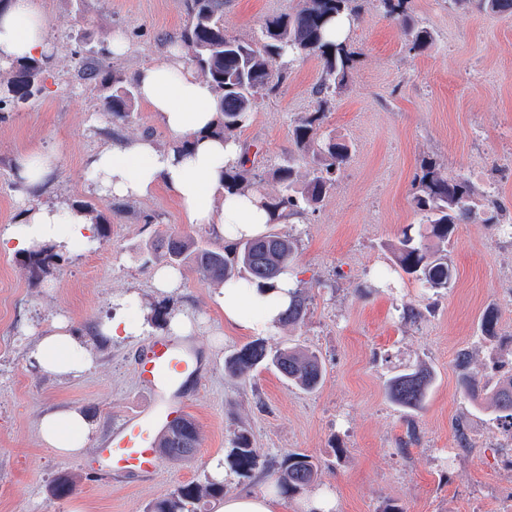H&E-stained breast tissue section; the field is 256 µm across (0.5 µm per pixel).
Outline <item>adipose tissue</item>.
<instances>
[{"label": "adipose tissue", "mask_w": 512, "mask_h": 512, "mask_svg": "<svg viewBox=\"0 0 512 512\" xmlns=\"http://www.w3.org/2000/svg\"><path fill=\"white\" fill-rule=\"evenodd\" d=\"M49 47L48 22L36 0H8L0 8L1 66L40 57ZM134 81L139 99L170 140L161 146L146 137L113 139L88 164V184L115 200L145 197L161 188L179 203L184 223L206 225L224 241L262 235L273 216L258 194L224 190V173L238 161L242 148L211 135L218 117L211 84L176 53L142 67ZM57 163L53 152L28 150L17 159L16 180L28 193L41 194ZM93 235L90 217L75 208L39 205L25 210L0 235V251L16 253L50 244L76 253ZM295 284L290 273L271 286L231 280L217 290L214 303L226 323L263 335L278 324ZM116 303L119 311L100 325V335L111 340L139 335L144 316L138 296L129 293ZM33 358L44 372L62 379L81 376L93 363L87 342L62 321L40 332ZM40 433L46 445L68 455L85 448L91 426L78 409H51L40 419Z\"/></svg>", "instance_id": "adipose-tissue-1"}]
</instances>
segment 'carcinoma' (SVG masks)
I'll return each instance as SVG.
<instances>
[{
	"instance_id": "cac0c4a2",
	"label": "carcinoma",
	"mask_w": 512,
	"mask_h": 512,
	"mask_svg": "<svg viewBox=\"0 0 512 512\" xmlns=\"http://www.w3.org/2000/svg\"><path fill=\"white\" fill-rule=\"evenodd\" d=\"M351 0H298L292 11L267 18L260 36L244 40L224 29V0H188L189 21L179 38L181 50L197 73L208 80L215 91L219 117L213 134L226 140L246 127L264 95L275 91L285 78L287 62L316 58L321 65L318 107L299 117L292 127L293 141L301 157L311 158V169L301 175L296 159L283 160L270 172L278 185L272 195L264 190L263 181L250 176L242 163L224 173L227 191H256L270 211L280 214L314 212L336 184V171L350 154V147L334 137L323 139L320 128L326 117L325 106L330 97L347 85L353 63V52L344 41L330 36L334 20L352 15ZM407 0H380L384 14L401 21L409 49L423 51L432 44L428 28L409 21ZM479 6L492 14L512 17V0H479ZM289 61H284V58ZM48 59L32 58L0 69V111L41 96L45 91ZM87 76L96 81L102 114L111 124L130 122L137 100L136 87L111 72L88 68ZM412 196L415 211L423 214L425 224L418 235L406 229L394 245V265L414 280L431 288H446L452 278L448 264V247L460 224L473 212L476 190L464 177L450 179L433 159L420 163ZM148 254L155 260L175 266L190 262L204 285H221L233 277L273 281L292 265L296 245L292 239L275 231L261 237L236 242L231 248L213 249L196 239L168 235L149 243ZM62 256L48 247H37L18 258L28 278L39 283L54 271ZM292 301L280 324L297 329L304 324L309 311L308 298L300 287L291 292ZM468 355L457 357L459 385L471 398L485 397L495 412V420L508 436H512V359L498 361L495 368H507L491 385L480 386L467 373ZM259 366L271 368L289 384L306 391L316 390L325 373L321 358L298 346L274 352L264 342L255 340L244 345L225 360V370L233 376L245 377ZM432 383L429 370L419 368L391 378L388 391L398 406L417 411L425 403ZM198 447V431L188 421L164 439L162 448L171 460L188 458ZM231 464L244 475L255 470L258 456L246 432H240L231 452ZM281 493L293 497L309 491L318 476V465L307 454H288L277 467ZM76 489L73 477L63 474L56 479L53 495L66 498ZM224 495V484L214 479L189 482L175 488L165 499L148 508V512H200L201 505Z\"/></svg>"
}]
</instances>
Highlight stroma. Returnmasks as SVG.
Returning <instances> with one entry per match:
<instances>
[{
    "mask_svg": "<svg viewBox=\"0 0 512 512\" xmlns=\"http://www.w3.org/2000/svg\"><path fill=\"white\" fill-rule=\"evenodd\" d=\"M298 0H224V28L251 39L265 18L287 13ZM49 25L47 92L0 120V233L30 199L14 187V161L34 147L55 151L59 163L43 201H93L110 220L106 237L65 255L53 274L32 283L14 254L0 252V512H146L179 485L204 481L214 462L229 463L239 431H247L260 469L230 472L224 493L255 491L275 480L276 464L292 452L319 465L316 491L332 496L335 512H502L512 498V440L492 410L458 387L456 358L469 355L478 383L496 381L497 359L512 358V17L455 0H408L412 21L428 27L433 45L409 50L400 25L378 0H356L347 40L355 55L345 89L326 111L324 131L351 146L335 188L313 213L297 214L276 230L297 242L294 273L309 298L298 329L278 326L269 347L287 342L314 351L325 366L320 387L306 392L271 369L243 380L224 360L250 335L225 326L192 265L181 267L180 291L158 295L143 246L175 231L206 243L202 225L184 223L164 191L124 201L92 192L85 170L111 146L110 125L85 74V47L103 69L132 78L162 59L188 21L186 0H39ZM124 34L127 52L112 55L109 40ZM317 60L293 62L283 83L265 96L238 135L253 174L267 176L296 155L295 119L318 106ZM437 160L449 177L477 190L473 217L448 253V289L428 288L395 272L391 247L421 219L411 206L422 159ZM136 293L143 307L189 310L198 331L191 341L201 377L185 391L200 433L195 458L162 461L147 478L117 481L102 472L99 448L121 415L146 401L136 353L167 331L110 341L97 329L114 312L112 299ZM418 311L404 316L406 305ZM496 317V347L484 340L485 311ZM66 319L85 339L94 366L60 380L39 370L30 352L54 319ZM417 367L433 383L423 409L407 412L388 396L397 373ZM53 407L81 409L93 425L84 450L63 456L39 432ZM468 447H460L458 430ZM74 476L77 491L58 499L55 478Z\"/></svg>",
    "mask_w": 512,
    "mask_h": 512,
    "instance_id": "1",
    "label": "stroma"
}]
</instances>
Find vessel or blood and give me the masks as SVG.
Returning a JSON list of instances; mask_svg holds the SVG:
<instances>
[{
	"mask_svg": "<svg viewBox=\"0 0 512 512\" xmlns=\"http://www.w3.org/2000/svg\"><path fill=\"white\" fill-rule=\"evenodd\" d=\"M198 359L181 342L151 341L139 363L146 403L125 415L100 449L108 474L147 477L157 472L161 443L187 417L185 378L198 375Z\"/></svg>",
	"mask_w": 512,
	"mask_h": 512,
	"instance_id": "vessel-or-blood-1",
	"label": "vessel or blood"
}]
</instances>
